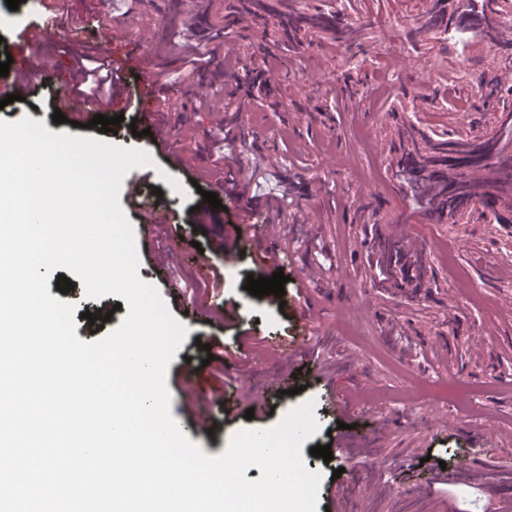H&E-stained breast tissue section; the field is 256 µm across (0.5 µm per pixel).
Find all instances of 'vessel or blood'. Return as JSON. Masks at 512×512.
Here are the masks:
<instances>
[{
    "label": "vessel or blood",
    "instance_id": "b4317fda",
    "mask_svg": "<svg viewBox=\"0 0 512 512\" xmlns=\"http://www.w3.org/2000/svg\"><path fill=\"white\" fill-rule=\"evenodd\" d=\"M39 17L32 24L24 28L18 35L15 51L18 56L29 60L28 68L21 72H9L8 76L0 77V93L8 91L14 94L26 93L33 83H47L52 79L54 61L45 48L51 42L56 32L67 31L69 42L73 50L85 49L86 41L84 31L87 26L85 19L73 17L69 14V0H39ZM98 26L104 30L109 41L125 45L123 54L112 56V99L107 107L120 110L131 104H138L147 119H154L161 110V99L158 95V83L155 70L149 63L142 50L138 36L143 30L142 24L134 21L108 24L105 16L95 18ZM137 75L139 78L138 92H131L126 78L128 75ZM58 106L69 119L84 121L91 113L101 111V104L93 99H78L68 92L57 95ZM144 222L142 229V243L144 247H151L156 229L159 226L170 224V210L166 202L142 203ZM268 204H260L250 208L241 215L240 234L243 243L249 244L255 252L258 268L278 261L281 255L287 254L288 243L279 238L275 220H266L265 224L255 225L254 218L259 213L268 211ZM157 281L167 283V291L172 298L180 300L183 308L200 319H210L213 314L225 315L228 320L238 317L235 308L229 307L224 301V295L214 289H206L193 298H185L180 288L168 284L167 267L165 263L157 261L152 265ZM186 411L189 423L194 431L205 429L211 417L231 401L248 398L249 392L244 388L225 392L222 386L217 385L210 377H192L182 383Z\"/></svg>",
    "mask_w": 512,
    "mask_h": 512
}]
</instances>
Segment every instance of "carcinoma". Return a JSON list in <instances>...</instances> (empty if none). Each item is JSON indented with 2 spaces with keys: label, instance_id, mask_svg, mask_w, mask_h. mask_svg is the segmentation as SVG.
Masks as SVG:
<instances>
[{
  "label": "carcinoma",
  "instance_id": "obj_1",
  "mask_svg": "<svg viewBox=\"0 0 512 512\" xmlns=\"http://www.w3.org/2000/svg\"><path fill=\"white\" fill-rule=\"evenodd\" d=\"M234 10L256 20L276 19L280 38L276 44L299 47L329 39L352 55L363 51L356 42L355 22L350 12L358 9L356 0H325L312 12L294 8L276 9L267 0H235ZM421 10L413 17V35L427 50L448 44V31L462 36L483 28L491 45L501 56L512 59V0H457L448 12V0H419ZM483 110L490 113L484 131L448 137V124L427 125L417 115L406 114L399 102L390 115L403 112L397 126L398 143L390 148L388 166L407 180L413 199L432 224H458L477 213L488 224H512V157L502 155L499 134L512 128V111L500 112L495 100L512 94V68L496 71L491 80ZM380 263L392 273L396 288H423L428 269L424 252L406 249L395 234L377 233Z\"/></svg>",
  "mask_w": 512,
  "mask_h": 512
}]
</instances>
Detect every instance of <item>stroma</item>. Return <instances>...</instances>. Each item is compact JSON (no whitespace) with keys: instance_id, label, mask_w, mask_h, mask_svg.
Returning a JSON list of instances; mask_svg holds the SVG:
<instances>
[{"instance_id":"obj_1","label":"stroma","mask_w":512,"mask_h":512,"mask_svg":"<svg viewBox=\"0 0 512 512\" xmlns=\"http://www.w3.org/2000/svg\"><path fill=\"white\" fill-rule=\"evenodd\" d=\"M205 3L72 0L73 11L88 17L130 16L157 27L145 52L169 75L162 91L171 106L159 113L158 122L179 140L182 165H175L170 151L155 147L134 109L125 111L116 133L92 129L88 135L151 157L137 172L145 177L147 197L159 192L170 202L172 224L153 247L167 254L171 279L188 295L202 293L205 283L192 266L199 248L220 239L226 225L261 202L273 205L292 240L282 265L288 277L285 305L245 290L247 277L261 272L247 247L224 267V298L237 305L239 323L191 320L169 303L188 334L168 375L201 370L207 354L196 344L200 336H220L233 346L244 335L279 340L298 335L295 298L302 273L327 267L308 286L317 332L306 337L298 360L289 365L279 351L262 352L241 374L225 377L231 385L244 376L265 408L263 418L245 419L253 403L238 402L230 414L214 415L209 432L194 436V443L206 455H221L239 431L273 427L310 400L319 430L303 443L301 454L309 471L322 474L316 512H447L452 504L461 512H484L489 505L506 512L505 490L512 488V308L503 301L512 298V225L487 224L476 216L465 224L423 220L403 182L388 169L390 103H368L372 88L388 78L410 86L426 69L433 87L442 91L479 73H494L501 59L478 31L469 33L467 49L451 47L447 62L428 57L409 37L415 0H365L357 26L369 55L359 68L327 39L294 51L259 52L260 27L238 30L228 12L222 28H214ZM188 48L202 60L191 80L184 77ZM266 67L280 71V87L257 93L227 77ZM49 91L34 88L25 100L1 108L0 120L28 117L52 133L77 135V128L53 122ZM204 93L226 103L240 123L216 121L199 105ZM362 128L373 134L365 155L355 137ZM227 133L253 143L254 154L268 166L265 178L234 185L204 178ZM206 191L216 193L222 206L199 232L192 210ZM293 208L310 211L313 223H293ZM399 224L419 236L433 272L427 287L413 294L392 288L370 259L375 231L388 233ZM261 273L269 277L273 271ZM282 369L288 370L295 395L269 387ZM424 381L475 389L472 413L458 410L453 425H435V400L418 392ZM328 383L343 399L340 409L325 404ZM339 441L351 448L350 456L326 462L310 453L316 445ZM426 451L431 458L424 462L420 456ZM442 466L455 479L453 488L437 483Z\"/></svg>"}]
</instances>
